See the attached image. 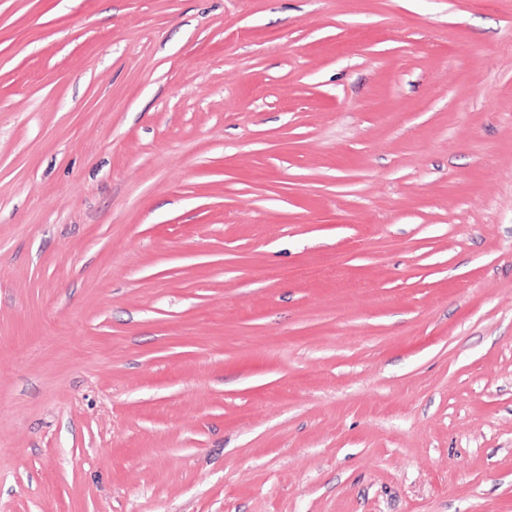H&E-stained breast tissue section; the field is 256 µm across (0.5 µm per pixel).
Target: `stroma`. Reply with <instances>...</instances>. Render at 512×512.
Here are the masks:
<instances>
[{"mask_svg":"<svg viewBox=\"0 0 512 512\" xmlns=\"http://www.w3.org/2000/svg\"><path fill=\"white\" fill-rule=\"evenodd\" d=\"M0 512H512V0H0Z\"/></svg>","mask_w":512,"mask_h":512,"instance_id":"obj_1","label":"stroma"}]
</instances>
